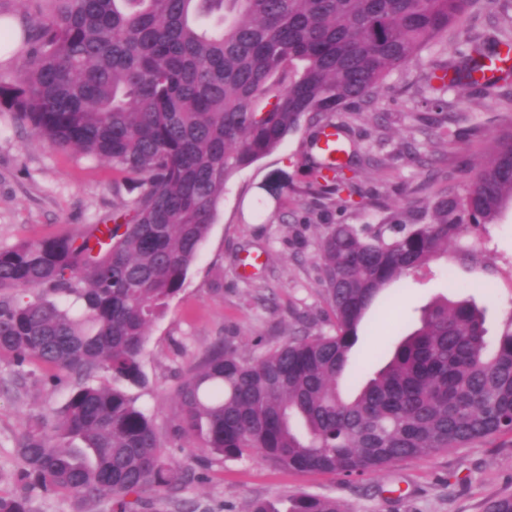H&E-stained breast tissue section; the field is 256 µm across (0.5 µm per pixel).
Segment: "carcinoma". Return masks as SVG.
Here are the masks:
<instances>
[{"mask_svg": "<svg viewBox=\"0 0 512 512\" xmlns=\"http://www.w3.org/2000/svg\"><path fill=\"white\" fill-rule=\"evenodd\" d=\"M32 51L0 80V106L60 149L112 165L138 193L112 223L0 248V363L56 369L67 402L39 415L18 444L20 491L0 512H37L35 500L132 512L129 496L170 491L188 477L165 455L148 411L127 392L144 384L148 327L182 288L214 224L224 185L275 151L303 120L309 189L357 192L343 163L318 149L335 112L371 105L385 79L458 32L452 59L425 79L439 90L512 83L476 77L497 49L512 50V18L486 45L465 30L471 0H26ZM290 187L281 173L263 185ZM512 204V133L462 195L441 190L397 202L372 227L331 224L320 245L334 333L293 336L257 354L234 337L182 380L177 432L206 457L259 455L293 471L350 477L397 460L512 433V316L494 343L485 308L438 298L420 326L382 352L384 364L345 396L360 324L390 283L494 224ZM106 373L112 383L97 382ZM251 512H344L299 495Z\"/></svg>", "mask_w": 512, "mask_h": 512, "instance_id": "1", "label": "carcinoma"}]
</instances>
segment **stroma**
<instances>
[{"label":"stroma","instance_id":"stroma-1","mask_svg":"<svg viewBox=\"0 0 512 512\" xmlns=\"http://www.w3.org/2000/svg\"><path fill=\"white\" fill-rule=\"evenodd\" d=\"M445 46L432 43L392 72L373 107L336 112L360 159L356 194L332 200L307 194L312 177L304 144L312 127L306 122L226 183L216 221L181 291L149 328L141 355L145 384L131 390L152 415L166 456L191 476L176 492L145 496L136 512H250L255 500L300 494L336 499L345 512H485L490 500L512 493V434L340 477L290 471L253 456L205 465L202 451L177 433L178 386L225 337H234L249 355L292 336L332 333L319 260L327 225L381 223V200L423 201L440 188L463 192L487 158L486 145L512 131V84L487 93L452 89L431 94L429 103L415 102L430 67L446 60ZM423 111L440 113L441 123L423 129ZM407 142L419 149L422 163L403 155ZM282 172L291 191L253 219L260 185ZM131 197L124 174L111 164L53 147L0 107V247L100 223ZM474 246L470 259L430 262L418 280L403 279L383 291L359 332L343 385L379 368L380 349L394 346L403 329L416 328L420 308L442 295L475 298L487 309L489 337L499 334L512 316V209L487 225ZM47 372L42 365H0V495L16 490L17 443L33 417L68 398V386L44 387Z\"/></svg>","mask_w":512,"mask_h":512}]
</instances>
